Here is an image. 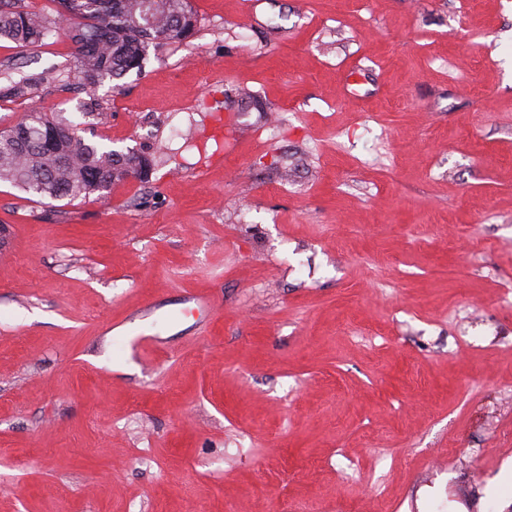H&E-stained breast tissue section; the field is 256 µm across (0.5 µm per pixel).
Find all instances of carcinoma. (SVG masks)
<instances>
[{
    "instance_id": "carcinoma-1",
    "label": "carcinoma",
    "mask_w": 512,
    "mask_h": 512,
    "mask_svg": "<svg viewBox=\"0 0 512 512\" xmlns=\"http://www.w3.org/2000/svg\"><path fill=\"white\" fill-rule=\"evenodd\" d=\"M20 0H0V39L31 45L62 23L76 44L74 74L90 87L142 71L150 45L179 44L194 30L189 0H58L49 19ZM65 113L33 107L0 131V181L41 199L76 200L100 195L131 167L148 174L150 160L100 145Z\"/></svg>"
}]
</instances>
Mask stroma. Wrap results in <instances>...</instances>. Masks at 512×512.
<instances>
[{"mask_svg": "<svg viewBox=\"0 0 512 512\" xmlns=\"http://www.w3.org/2000/svg\"><path fill=\"white\" fill-rule=\"evenodd\" d=\"M190 3L117 89L0 41V88L40 80L0 129L78 112L151 159L0 183V512H512V0ZM149 301L143 370L100 326Z\"/></svg>", "mask_w": 512, "mask_h": 512, "instance_id": "1", "label": "stroma"}]
</instances>
